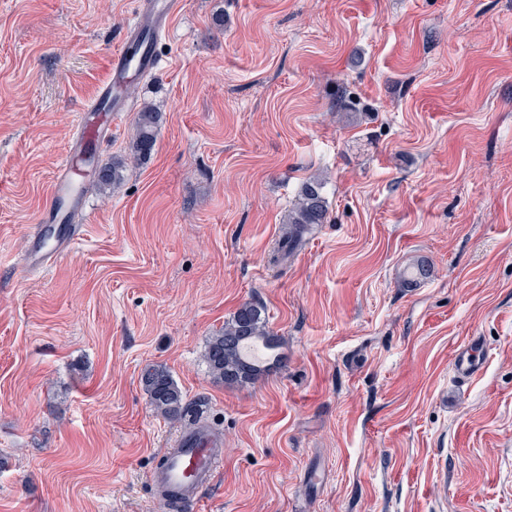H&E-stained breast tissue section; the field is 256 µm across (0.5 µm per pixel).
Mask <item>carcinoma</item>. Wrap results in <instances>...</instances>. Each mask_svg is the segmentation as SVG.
<instances>
[{
	"instance_id": "obj_1",
	"label": "carcinoma",
	"mask_w": 512,
	"mask_h": 512,
	"mask_svg": "<svg viewBox=\"0 0 512 512\" xmlns=\"http://www.w3.org/2000/svg\"><path fill=\"white\" fill-rule=\"evenodd\" d=\"M159 113L151 106L137 114L134 133L130 141L133 157L148 156L156 142ZM123 182L122 165L114 162L96 170V183L105 192H116ZM324 184L317 177L303 182L297 199L283 219V234L274 248L272 263L289 258L305 242L306 235L315 224L327 221L328 205L323 195ZM273 351L278 338L271 333L264 307L253 301L239 305L233 316L224 322L205 344L203 359L212 378L226 386L252 383L264 372L279 364L278 358L261 364L249 356L253 347ZM141 382L154 412L164 419L186 424L191 417V403L186 399L171 372L162 365L146 368Z\"/></svg>"
}]
</instances>
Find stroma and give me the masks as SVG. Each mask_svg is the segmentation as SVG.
<instances>
[{"label": "stroma", "mask_w": 512, "mask_h": 512, "mask_svg": "<svg viewBox=\"0 0 512 512\" xmlns=\"http://www.w3.org/2000/svg\"><path fill=\"white\" fill-rule=\"evenodd\" d=\"M135 8L0 0V512H164L157 364L224 432L200 512H512V0H183L97 157L121 190L90 186L84 240L26 275ZM314 174L327 221L269 266ZM249 300L281 363L216 383L205 343ZM159 112L152 106H144L137 114L134 133L130 141V151L134 158L148 156L156 142ZM96 183L102 191L116 192L123 182L122 165L119 162H112V165L96 166ZM476 343V338H472L465 346L461 347L454 358L453 367L457 376L461 379H469L478 371L477 364L472 356V346Z\"/></svg>", "instance_id": "stroma-1"}]
</instances>
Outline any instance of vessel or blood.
<instances>
[{
	"label": "vessel or blood",
	"mask_w": 512,
	"mask_h": 512,
	"mask_svg": "<svg viewBox=\"0 0 512 512\" xmlns=\"http://www.w3.org/2000/svg\"><path fill=\"white\" fill-rule=\"evenodd\" d=\"M181 0H137L132 25L121 46L110 58L109 76L85 105L90 120L80 121L63 155L33 230L22 266L26 272H44L68 255L85 227L77 219L85 204V193L77 181V169L93 157L112 135V116L129 109L127 100L115 98L113 86L129 75L144 78L154 72L160 58L155 41L164 34ZM221 439L212 424L202 422L180 433L175 446L150 474L155 487L175 492L180 503H198L215 477L217 447Z\"/></svg>",
	"instance_id": "vessel-or-blood-1"
}]
</instances>
